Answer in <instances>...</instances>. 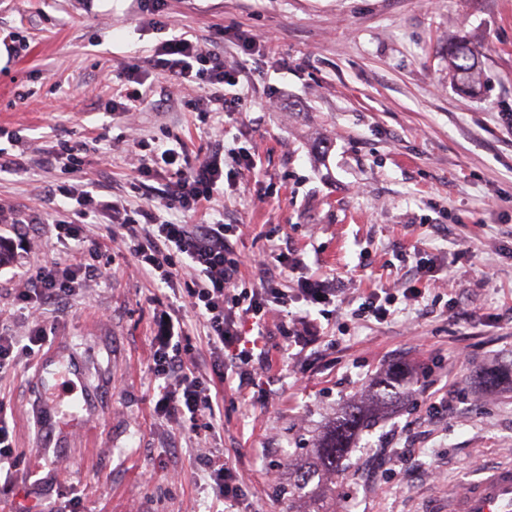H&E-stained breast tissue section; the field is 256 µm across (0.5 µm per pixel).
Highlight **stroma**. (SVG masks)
<instances>
[{"instance_id":"obj_1","label":"stroma","mask_w":512,"mask_h":512,"mask_svg":"<svg viewBox=\"0 0 512 512\" xmlns=\"http://www.w3.org/2000/svg\"><path fill=\"white\" fill-rule=\"evenodd\" d=\"M184 32L224 57L240 96L228 123L191 110L212 85L146 61ZM459 38L481 62L474 93L448 75ZM0 45V147L23 168L0 176V238L15 255L0 268V333L50 330L0 369L15 462L0 512H284L288 462L394 366L413 397L353 438L336 512H421L512 456V390L478 380L512 362V0H166L160 14L144 0H0ZM133 69L151 94L127 117L112 97ZM130 123L184 143L193 161L221 146L254 152L256 168L225 186L212 216L241 225L232 241L247 282L269 244L306 262L284 284L316 338L265 336L270 367L255 387L218 382L203 324L187 315L197 372L223 408L204 435L157 404L153 356L173 293L138 271L119 225H84L101 245L99 272L42 322L18 299L41 268L87 259L58 236L62 189L89 183L134 209L156 199L166 176L140 177ZM60 140L88 142L79 170L43 165ZM306 278L339 280V298L309 305ZM394 284L421 288L423 302L383 323L356 316L363 296ZM50 354L85 367L89 395L82 426L46 447L36 368ZM449 391L452 410L432 414ZM210 453L239 497L213 493L200 464Z\"/></svg>"}]
</instances>
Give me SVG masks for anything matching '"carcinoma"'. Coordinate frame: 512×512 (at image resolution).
Here are the masks:
<instances>
[{
	"label": "carcinoma",
	"mask_w": 512,
	"mask_h": 512,
	"mask_svg": "<svg viewBox=\"0 0 512 512\" xmlns=\"http://www.w3.org/2000/svg\"><path fill=\"white\" fill-rule=\"evenodd\" d=\"M448 72L452 79L470 88L481 85V73L467 43L459 40L448 47ZM405 371L395 368L377 381L370 397L341 413L311 449L292 483L288 484V512H336V474L350 441L361 428L373 423L381 412L409 396L405 389ZM488 386L512 387V363L484 373Z\"/></svg>",
	"instance_id": "carcinoma-1"
}]
</instances>
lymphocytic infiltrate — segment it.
Masks as SVG:
<instances>
[{
    "mask_svg": "<svg viewBox=\"0 0 512 512\" xmlns=\"http://www.w3.org/2000/svg\"><path fill=\"white\" fill-rule=\"evenodd\" d=\"M150 63L177 79L196 74L208 77L213 84L225 81L223 58L203 51L198 41L183 35L162 43ZM142 148V173L160 164L170 168L158 203L133 211L122 199L104 200L92 190L74 187L64 193L74 205L62 230L69 238H78L83 225L96 223L108 214L125 230L140 269L155 282L169 285L180 268L194 270L195 279L175 295L177 310L201 318L215 353L213 368L219 382H227L234 375L240 383L256 384L269 362L261 338L270 318L288 305L289 295L282 281L303 260L298 253L270 245L257 263L261 274L258 284L247 288L243 285V261L230 239V225L220 220L178 224L164 217L169 210L189 215L206 210L224 182L225 161L249 169L254 165L250 153L231 148L226 155L216 154L194 165L180 160L176 149L160 141L143 142ZM95 270L92 264L82 265L77 271L69 266L44 268L27 280L20 298L38 313L62 306L79 273ZM420 299L421 292L416 288H376L365 296L358 312L383 321ZM251 330L256 333L252 339L247 336ZM164 337L167 345L157 350L154 360L155 370L164 381L161 396L172 417L197 426L200 416L212 417L216 411L209 388L186 358L183 321L168 323Z\"/></svg>",
    "mask_w": 512,
    "mask_h": 512,
    "instance_id": "f902f5d3",
    "label": "lymphocytic infiltrate"
}]
</instances>
